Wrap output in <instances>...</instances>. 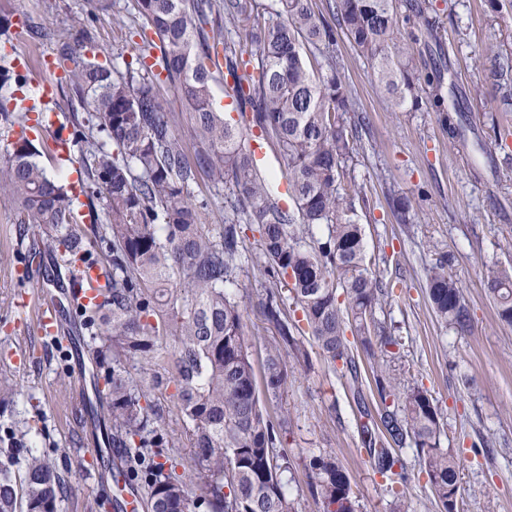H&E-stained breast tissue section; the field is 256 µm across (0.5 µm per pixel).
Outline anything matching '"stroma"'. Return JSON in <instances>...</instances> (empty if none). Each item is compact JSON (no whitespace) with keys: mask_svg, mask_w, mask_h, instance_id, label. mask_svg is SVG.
Returning a JSON list of instances; mask_svg holds the SVG:
<instances>
[{"mask_svg":"<svg viewBox=\"0 0 512 512\" xmlns=\"http://www.w3.org/2000/svg\"><path fill=\"white\" fill-rule=\"evenodd\" d=\"M447 37L442 56L465 99L461 111L445 115L392 106L380 91L370 61L345 38L329 51L350 84L356 111L367 130L344 170L369 200L359 212L365 250L390 298L377 310L379 322L400 341L395 362L401 382L426 390L439 409L441 446L460 465V512H512V325L502 322L483 282L486 266L512 272V111L499 108L493 73L495 54L512 56V0H433ZM93 17L95 50L117 69L134 61L139 19L133 0H0V67L23 82L0 85V102L24 97L38 102V69L44 56H57L59 35ZM40 26L44 38L18 40L23 23ZM419 75L433 67L424 25H398ZM409 204V221L397 223L390 196ZM42 238L25 224L10 192L0 189V383L12 393L0 401V461L13 454L15 473L33 453L50 459L62 473L65 490L57 512H111L112 489L92 475L97 462L82 427L85 400L71 363L43 351L28 311L16 310L20 294L61 287L66 272L53 260L29 267L25 257ZM453 257L450 272L463 291L471 327L461 332L436 317L427 294L426 271L439 252ZM270 277L245 264L232 293L246 324L255 371H262L274 329L259 302ZM359 365L368 413L382 403L368 356L346 329ZM308 364L288 360V383L279 398L262 399L269 416L284 426L276 450L292 466L283 480L293 512H322L311 492V456L337 458L348 472L360 512H438L425 465L415 448L400 450L407 479L392 483L377 473L364 445L361 413L351 383L323 359L304 336Z\"/></svg>","mask_w":512,"mask_h":512,"instance_id":"1","label":"stroma"}]
</instances>
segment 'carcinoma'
<instances>
[{
  "mask_svg": "<svg viewBox=\"0 0 512 512\" xmlns=\"http://www.w3.org/2000/svg\"><path fill=\"white\" fill-rule=\"evenodd\" d=\"M135 5L143 29L154 35L142 38L138 70L121 73L87 55L93 37L86 24L77 40L60 39V59L72 63L64 81L87 111L88 132L81 133L80 143L88 203L48 177L23 132L0 164V189L16 198L25 223L45 237L49 254L69 264L89 260L106 274L101 301L77 312L97 341L112 447L135 449L132 472L147 489L151 512H291L282 483L290 461L274 456L280 433L261 405L243 314L229 291L242 268L243 228L200 223L193 187L205 174L234 197L246 224L257 226V267L273 284L289 288L305 331L331 366L341 363L354 399L364 405L346 321H354L368 352L374 336L385 357L398 341L377 326L384 291L366 262L357 220L360 196L342 180L360 142L357 126L348 121L352 89L336 60L316 64L308 51L332 44L341 33L372 63L378 85L396 106L443 112L441 72L426 75L432 93L419 100L418 78L396 37L398 7L408 19H423L437 43L445 29L426 16V0H325L323 11L315 0H275L265 21L252 0H135ZM249 19V38L258 51L245 59L224 33ZM150 56L154 62L148 65ZM248 68L244 79L241 71ZM228 76L235 80L241 111L252 112L253 127L285 162L291 209L272 197L244 129L212 106L211 83ZM162 83L190 109L191 154L160 95ZM27 121L24 109L0 107V124L22 129ZM97 198L106 223L85 228L79 209H94ZM315 228L321 235L309 245L303 235ZM448 266L442 253L428 268V296L441 321L464 331L470 314ZM484 278L499 318L512 324V275L493 265ZM262 316L275 329L264 365L265 394L275 397L288 379L283 354L307 362L303 343L294 337L305 331L288 317L276 289L266 293ZM165 358L173 361L177 407L194 448L193 465L181 472L169 454L177 438L161 426L162 412L150 399L169 379L130 371L133 361L150 366ZM375 385L386 406L379 430L363 426L373 468L404 480L396 471L402 467L396 449L413 444L440 512H457L459 465L440 447L434 400L418 387L398 390L384 366ZM309 466L323 512H358L350 477L337 459L314 456ZM193 483L201 485L197 496L188 490ZM63 486L48 459L30 454L20 479L0 467V512H56Z\"/></svg>",
  "mask_w": 512,
  "mask_h": 512,
  "instance_id": "1",
  "label": "carcinoma"
}]
</instances>
